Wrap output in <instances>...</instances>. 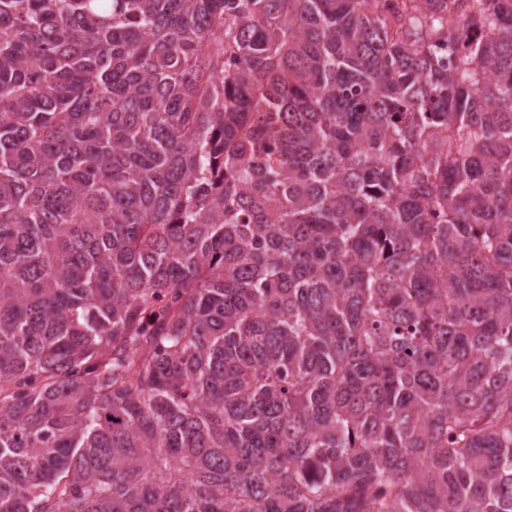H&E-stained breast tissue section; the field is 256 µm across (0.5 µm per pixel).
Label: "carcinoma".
Masks as SVG:
<instances>
[{
	"label": "carcinoma",
	"instance_id": "carcinoma-1",
	"mask_svg": "<svg viewBox=\"0 0 512 512\" xmlns=\"http://www.w3.org/2000/svg\"><path fill=\"white\" fill-rule=\"evenodd\" d=\"M0 512H512V0H0Z\"/></svg>",
	"mask_w": 512,
	"mask_h": 512
}]
</instances>
